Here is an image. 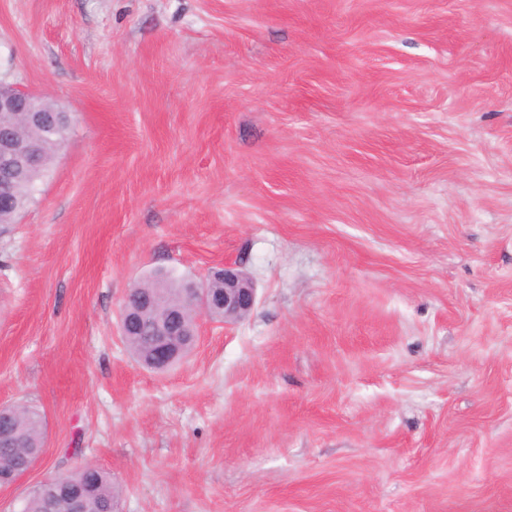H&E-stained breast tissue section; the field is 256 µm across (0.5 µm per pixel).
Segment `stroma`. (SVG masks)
Masks as SVG:
<instances>
[{
	"label": "stroma",
	"instance_id": "obj_1",
	"mask_svg": "<svg viewBox=\"0 0 512 512\" xmlns=\"http://www.w3.org/2000/svg\"><path fill=\"white\" fill-rule=\"evenodd\" d=\"M73 118L0 225V406L121 512H512V0H0ZM257 302L143 367L145 276Z\"/></svg>",
	"mask_w": 512,
	"mask_h": 512
}]
</instances>
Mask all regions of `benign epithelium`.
I'll return each mask as SVG.
<instances>
[{"instance_id":"1","label":"benign epithelium","mask_w":512,"mask_h":512,"mask_svg":"<svg viewBox=\"0 0 512 512\" xmlns=\"http://www.w3.org/2000/svg\"><path fill=\"white\" fill-rule=\"evenodd\" d=\"M69 122L46 97L0 81V212L16 209L19 175L42 168L48 144ZM165 287L166 281L159 276L142 288L143 307H123L120 322L124 336L127 329L140 324L141 312L153 310L146 324L149 345L140 363L154 371H165L174 360L187 356L200 316L219 312L224 322H236L252 311L257 300L253 282L233 264L200 282L179 284L185 297L182 302L160 305L159 293Z\"/></svg>"}]
</instances>
